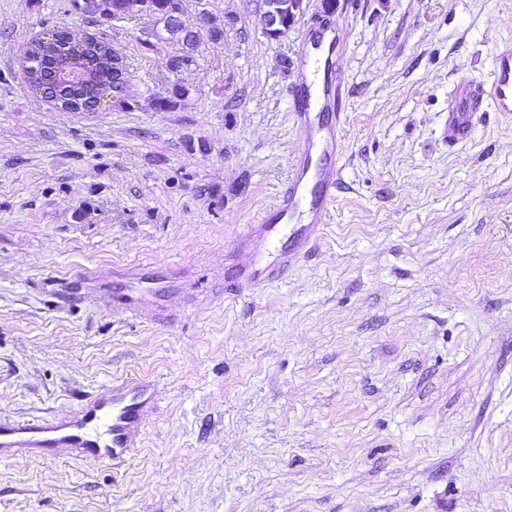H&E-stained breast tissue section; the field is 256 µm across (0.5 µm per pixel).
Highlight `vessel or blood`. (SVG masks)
Wrapping results in <instances>:
<instances>
[{"label":"vessel or blood","instance_id":"obj_1","mask_svg":"<svg viewBox=\"0 0 512 512\" xmlns=\"http://www.w3.org/2000/svg\"><path fill=\"white\" fill-rule=\"evenodd\" d=\"M340 39L334 28L309 31L303 40L298 82L290 89L293 116L301 131L286 184L258 223L237 238L227 273V291H259L285 279L306 260L330 222L342 155L340 93L333 56ZM512 113V45L494 61L490 89L460 84L448 99L443 135L449 145L473 136L483 113ZM157 289L130 278L117 301L129 313L149 304ZM158 408V382L148 375L113 378L71 411L47 419L0 417V457L49 456L65 451L90 463L119 468L138 452Z\"/></svg>","mask_w":512,"mask_h":512}]
</instances>
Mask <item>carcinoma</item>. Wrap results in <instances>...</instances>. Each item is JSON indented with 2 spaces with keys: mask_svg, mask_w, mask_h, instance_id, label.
Segmentation results:
<instances>
[{
  "mask_svg": "<svg viewBox=\"0 0 512 512\" xmlns=\"http://www.w3.org/2000/svg\"><path fill=\"white\" fill-rule=\"evenodd\" d=\"M176 0H72L73 9L83 15L96 19V22L105 24L112 22V28L117 23L129 20L133 15L148 9L164 22V34L158 35V40L176 38L182 42L186 51L183 57L174 59L169 63L170 68L176 70L192 59L196 50L200 33L186 29L173 23L169 15L175 8ZM26 62L31 67L50 74L62 75L73 69L83 70L87 76V83L72 84L64 78L52 85V96L55 102L68 108L87 100L95 99L100 91H111L112 86V46L102 40L90 41L81 46L79 50L68 51L64 49V42L58 40L42 42L35 39L29 47V58ZM188 95V89L180 83L173 84L169 96L157 98L152 106L160 110H174Z\"/></svg>",
  "mask_w": 512,
  "mask_h": 512,
  "instance_id": "obj_1",
  "label": "carcinoma"
}]
</instances>
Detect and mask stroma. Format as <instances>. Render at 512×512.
<instances>
[{"label":"stroma","instance_id":"35a3bbf8","mask_svg":"<svg viewBox=\"0 0 512 512\" xmlns=\"http://www.w3.org/2000/svg\"><path fill=\"white\" fill-rule=\"evenodd\" d=\"M233 18L221 42L206 17ZM346 43L342 180L286 281L224 291L300 144L304 31ZM202 38L108 36L123 99L66 112L29 88L30 41L97 33L71 0H0V416L74 410L159 378L145 446L115 469L0 458V512H512V115L442 136L448 96L489 85L512 0H321L268 40L254 0H184ZM172 111L151 105L174 83ZM180 295L130 315L120 275Z\"/></svg>","mask_w":512,"mask_h":512}]
</instances>
